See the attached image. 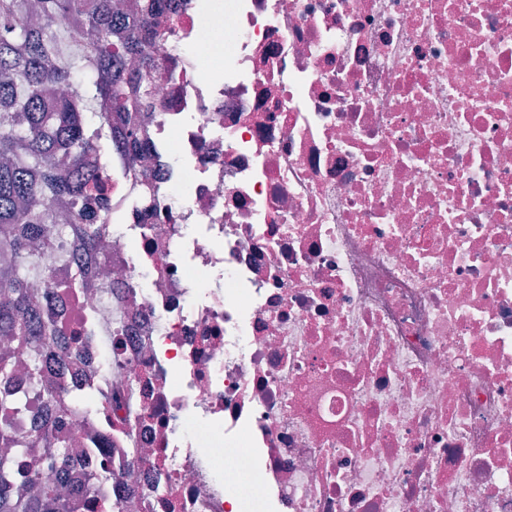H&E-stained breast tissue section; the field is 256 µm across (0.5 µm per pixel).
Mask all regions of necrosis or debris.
Instances as JSON below:
<instances>
[{
  "label": "necrosis or debris",
  "mask_w": 512,
  "mask_h": 512,
  "mask_svg": "<svg viewBox=\"0 0 512 512\" xmlns=\"http://www.w3.org/2000/svg\"><path fill=\"white\" fill-rule=\"evenodd\" d=\"M62 421L116 512H512V0H173ZM222 67L198 61L199 48ZM254 476L252 483L242 473Z\"/></svg>",
  "instance_id": "1"
}]
</instances>
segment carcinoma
<instances>
[{
    "mask_svg": "<svg viewBox=\"0 0 512 512\" xmlns=\"http://www.w3.org/2000/svg\"><path fill=\"white\" fill-rule=\"evenodd\" d=\"M163 0H134L126 11L113 0H0V336H18L35 351L56 334V311L38 303L30 290L29 268L36 253L32 243L50 219L51 205H70L56 228L60 237L80 241L94 263L102 261L99 241L101 214L108 208L101 190L105 171L90 159L105 144L116 151L138 149L125 131V114L151 104L155 86L148 81L154 65L153 44L164 34L152 27ZM80 27L88 44L79 49L92 79L77 83L65 58L68 28ZM92 110L111 116L110 125L88 130L87 102ZM86 271L74 270L47 279L74 290L85 286ZM43 366L33 358L26 372L29 389L47 388L45 417L29 437L6 443L21 453L37 443L48 449L45 464L68 461V441L52 421L63 418L73 399L49 389ZM0 408L17 414L29 408L27 392L0 398ZM14 457L0 455V512H75L61 491L46 488L38 496L27 492L36 470L12 469ZM103 477L89 474L82 489L87 512H104Z\"/></svg>",
    "mask_w": 512,
    "mask_h": 512,
    "instance_id": "carcinoma-1",
    "label": "carcinoma"
}]
</instances>
